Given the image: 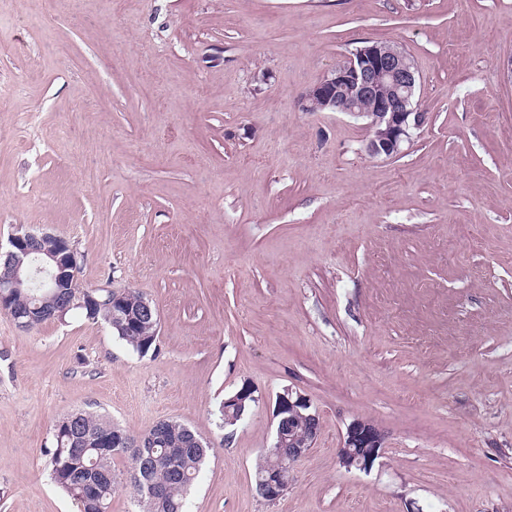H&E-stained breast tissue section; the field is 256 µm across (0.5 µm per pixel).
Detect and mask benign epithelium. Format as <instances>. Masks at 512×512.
Returning a JSON list of instances; mask_svg holds the SVG:
<instances>
[{"instance_id": "1", "label": "benign epithelium", "mask_w": 512, "mask_h": 512, "mask_svg": "<svg viewBox=\"0 0 512 512\" xmlns=\"http://www.w3.org/2000/svg\"><path fill=\"white\" fill-rule=\"evenodd\" d=\"M419 74L410 55L399 45L368 41L357 48L302 96L300 107L304 112H342L355 118H365L375 136L366 146L375 159H390L404 153V145L413 141V135L425 122L426 115L418 111L415 102ZM11 249L0 261V303L22 288L30 287L33 274L30 262H38L44 274L41 301H52L49 320L63 322L67 312L87 304L86 299L63 300L66 288L77 281V251L69 240L46 232L19 231L10 239ZM312 407L303 394L291 389L279 394L273 409L276 419L277 447L269 450L276 459L262 482L267 498L278 499L288 490L283 470L293 467L313 447L316 429H311L299 440L286 444L284 432L289 418L299 409ZM65 444L72 448H110L113 439L108 436L88 437L75 426L65 433ZM163 439L162 430L135 440H119L124 451L152 448ZM385 437L374 424L354 420L346 428L342 448L338 450L340 463L348 469L365 470L382 454Z\"/></svg>"}]
</instances>
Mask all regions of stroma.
<instances>
[{
  "mask_svg": "<svg viewBox=\"0 0 512 512\" xmlns=\"http://www.w3.org/2000/svg\"><path fill=\"white\" fill-rule=\"evenodd\" d=\"M369 40L420 77L391 159L299 108ZM511 55L512 0H0V247L64 237L82 287L159 314L142 358L0 311V512H79L46 456L78 410L209 443L186 512H512ZM246 383L259 406L219 428ZM287 387L320 431L269 502ZM356 419L385 434L366 471L338 458Z\"/></svg>",
  "mask_w": 512,
  "mask_h": 512,
  "instance_id": "stroma-1",
  "label": "stroma"
}]
</instances>
